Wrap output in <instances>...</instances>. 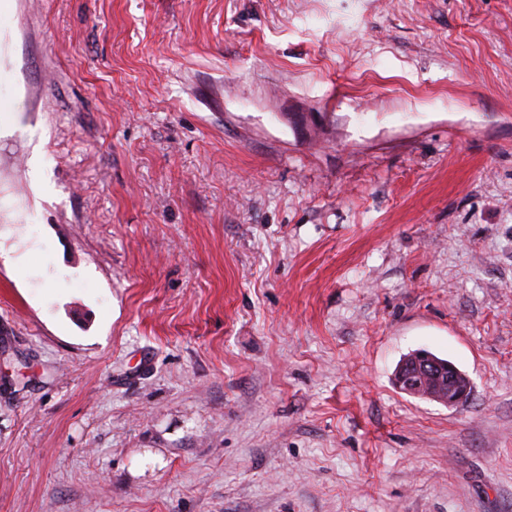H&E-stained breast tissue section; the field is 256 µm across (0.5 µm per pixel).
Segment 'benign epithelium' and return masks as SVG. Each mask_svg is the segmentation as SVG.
Wrapping results in <instances>:
<instances>
[{"mask_svg": "<svg viewBox=\"0 0 512 512\" xmlns=\"http://www.w3.org/2000/svg\"><path fill=\"white\" fill-rule=\"evenodd\" d=\"M396 385L404 392L419 393L450 407L465 403L471 388L469 378L453 363L442 362L423 350L399 365Z\"/></svg>", "mask_w": 512, "mask_h": 512, "instance_id": "1", "label": "benign epithelium"}]
</instances>
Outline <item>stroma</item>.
Returning <instances> with one entry per match:
<instances>
[{"instance_id":"1","label":"stroma","mask_w":512,"mask_h":512,"mask_svg":"<svg viewBox=\"0 0 512 512\" xmlns=\"http://www.w3.org/2000/svg\"><path fill=\"white\" fill-rule=\"evenodd\" d=\"M1 43L0 512H512V0H5ZM438 360L427 351L413 353L396 373V385L403 392L423 394L425 398L456 407L467 401L471 383L464 372L448 360ZM448 362V363H447Z\"/></svg>"}]
</instances>
